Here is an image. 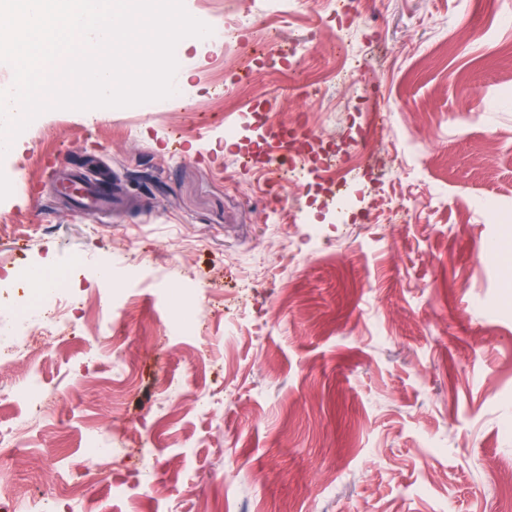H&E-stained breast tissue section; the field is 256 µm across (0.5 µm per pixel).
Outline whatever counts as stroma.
Instances as JSON below:
<instances>
[{
    "mask_svg": "<svg viewBox=\"0 0 512 512\" xmlns=\"http://www.w3.org/2000/svg\"><path fill=\"white\" fill-rule=\"evenodd\" d=\"M252 2L256 31L334 29L331 0ZM367 6L359 91L335 49L293 74L242 32L180 53L185 83L156 111L50 110L0 159V250L69 273L79 324L0 368L47 403L34 420L0 396V428L28 426L0 454V512L41 491L53 512H512V266L485 250L512 253V0ZM300 114L356 168L345 214L311 161L304 186L267 180L266 133ZM65 163L111 169L124 204L71 206ZM398 200L404 222L381 221ZM281 203L287 224L267 223ZM144 255L143 286L110 308L99 268ZM185 306L203 333L170 341ZM98 425L126 451L101 473Z\"/></svg>",
    "mask_w": 512,
    "mask_h": 512,
    "instance_id": "stroma-1",
    "label": "stroma"
}]
</instances>
